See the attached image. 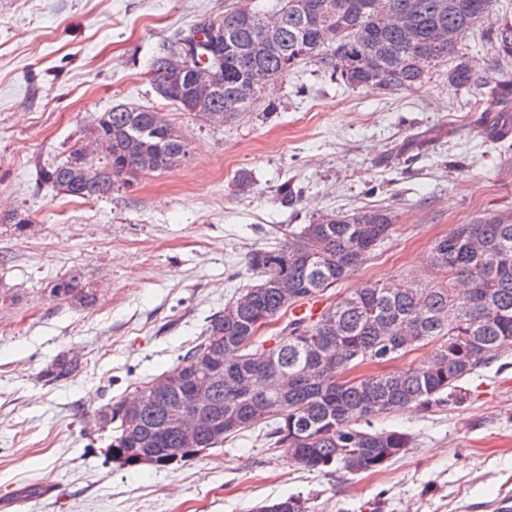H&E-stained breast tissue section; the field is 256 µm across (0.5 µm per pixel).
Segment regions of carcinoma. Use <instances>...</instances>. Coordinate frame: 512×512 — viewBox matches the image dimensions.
<instances>
[{
	"mask_svg": "<svg viewBox=\"0 0 512 512\" xmlns=\"http://www.w3.org/2000/svg\"><path fill=\"white\" fill-rule=\"evenodd\" d=\"M499 0H279L270 16L247 9L227 11L220 51L224 73L215 78L198 114L212 122L247 111L268 85L295 66L314 61L349 88H416L431 69L456 59L448 80L484 90L512 103V20H494ZM495 22L490 76L471 72L459 56L462 39ZM267 50L251 56L254 41ZM183 37L151 65L163 99L191 111L197 61L180 70L170 65ZM93 147L81 146L41 172L43 182L64 186L83 199L104 198L117 183L183 162L188 144L165 116L151 108L117 105L96 120ZM394 215L363 208L353 214L326 212L308 224L290 226L283 242L247 257L260 281L209 317L200 342L158 379L120 401L101 407L97 421L112 427L107 454L126 467H167L195 457L197 448L174 458L177 432L164 428L165 405H189L193 389L211 363L221 379L207 399L220 429L200 427L204 448L248 429L265 417L268 436L299 467L323 472L335 467L374 473L410 447L400 430H367L351 423L390 411L424 410L503 349L512 347V213L479 215L436 239L430 266L447 274L438 283L399 274L366 280L306 319L295 310L324 296L364 267L391 237ZM52 293L89 304L91 294L76 275L53 281ZM426 362L342 379L364 365L383 366L423 346ZM144 400L134 406L136 396ZM255 512H306L295 495L268 500Z\"/></svg>",
	"mask_w": 512,
	"mask_h": 512,
	"instance_id": "obj_1",
	"label": "carcinoma"
}]
</instances>
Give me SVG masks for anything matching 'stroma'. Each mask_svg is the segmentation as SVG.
<instances>
[{
  "instance_id": "1",
  "label": "stroma",
  "mask_w": 512,
  "mask_h": 512,
  "mask_svg": "<svg viewBox=\"0 0 512 512\" xmlns=\"http://www.w3.org/2000/svg\"><path fill=\"white\" fill-rule=\"evenodd\" d=\"M276 3L0 0V512H253L289 494L308 512H512V349L429 409L374 416V429L412 439L380 473L300 469L268 439L265 419L167 468L106 454L111 431L95 411L197 344L251 281L248 254L277 246L288 225L330 210L395 216L389 240L321 297L326 305L369 278L435 279V239L476 215L512 212V111L477 109V90L450 83L448 64L419 88L382 91L337 84L304 62L221 125L155 92L151 64L177 34ZM118 104L163 112L189 159L99 200L42 183L40 170ZM73 271L94 305L52 296ZM62 358L76 369L48 376Z\"/></svg>"
}]
</instances>
